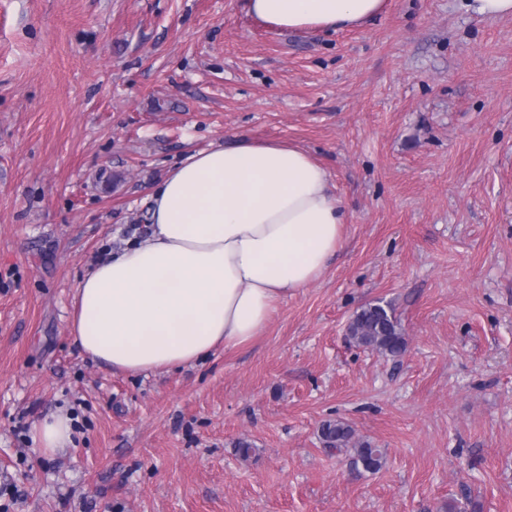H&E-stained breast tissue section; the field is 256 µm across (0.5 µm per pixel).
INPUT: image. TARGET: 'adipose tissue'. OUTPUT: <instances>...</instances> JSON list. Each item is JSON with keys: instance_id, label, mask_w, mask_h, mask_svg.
Wrapping results in <instances>:
<instances>
[{"instance_id": "1", "label": "adipose tissue", "mask_w": 512, "mask_h": 512, "mask_svg": "<svg viewBox=\"0 0 512 512\" xmlns=\"http://www.w3.org/2000/svg\"><path fill=\"white\" fill-rule=\"evenodd\" d=\"M387 0H246L279 31L356 28ZM151 228L78 281L70 334L115 373L196 363L252 342L278 303L316 281L344 245L347 212L328 170L284 142L191 153L149 196ZM72 419L34 423L38 448L71 441Z\"/></svg>"}]
</instances>
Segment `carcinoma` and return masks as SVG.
Listing matches in <instances>:
<instances>
[{
  "instance_id": "1",
  "label": "carcinoma",
  "mask_w": 512,
  "mask_h": 512,
  "mask_svg": "<svg viewBox=\"0 0 512 512\" xmlns=\"http://www.w3.org/2000/svg\"><path fill=\"white\" fill-rule=\"evenodd\" d=\"M349 337L358 346L396 357L406 349V341L394 312L379 304H369L356 312L349 326ZM321 434L326 447L338 451L348 447L353 438L352 427L340 420L323 424ZM354 463L368 472L383 467L382 452L368 443L356 448Z\"/></svg>"
}]
</instances>
